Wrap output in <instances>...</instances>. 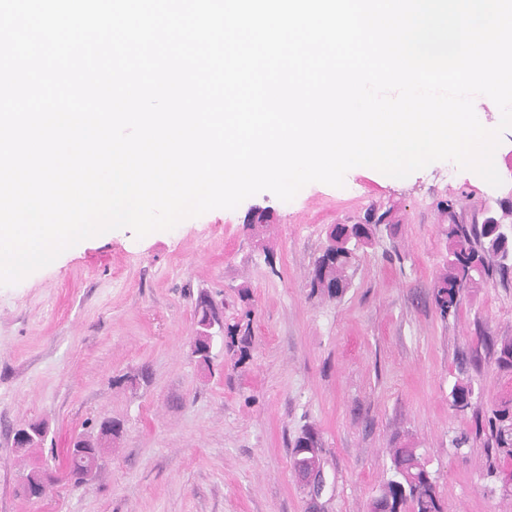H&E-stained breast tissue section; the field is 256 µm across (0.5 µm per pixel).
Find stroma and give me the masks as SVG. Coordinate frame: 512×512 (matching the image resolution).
<instances>
[{
    "label": "stroma",
    "mask_w": 512,
    "mask_h": 512,
    "mask_svg": "<svg viewBox=\"0 0 512 512\" xmlns=\"http://www.w3.org/2000/svg\"><path fill=\"white\" fill-rule=\"evenodd\" d=\"M497 170V188L439 161L398 182L355 173L340 188L308 185L289 202L264 191L141 239L123 228L83 240L0 286V512H309L291 466L308 427L332 485L320 512H368L405 445L446 512H512L486 474L485 435L448 399L463 367L481 410L512 395V370L482 342L512 336V275L465 290L448 320L432 303L449 225L512 224V130ZM259 209L270 218L250 229ZM336 224L375 231L332 299L309 281ZM203 296L228 323L251 310L241 366L219 345L209 366L190 355ZM105 418L122 431L101 467L66 477L70 442L97 437ZM32 423L41 444L16 451V430ZM36 466L51 479L34 502L17 482Z\"/></svg>",
    "instance_id": "obj_1"
}]
</instances>
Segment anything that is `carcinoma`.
I'll return each mask as SVG.
<instances>
[{
  "mask_svg": "<svg viewBox=\"0 0 512 512\" xmlns=\"http://www.w3.org/2000/svg\"><path fill=\"white\" fill-rule=\"evenodd\" d=\"M336 244H327L315 260L310 285L312 291L330 298L342 296L348 287L347 270L356 256L357 244L339 241L344 230L336 228ZM448 267L435 282L433 303L442 320L457 312L462 291L485 277L498 273L506 277L512 272V242L504 244L500 225H448ZM251 336L249 325L241 323L224 327V347L230 362L237 367L248 358ZM483 342L497 349L501 368L512 369V336L496 342L485 336ZM450 404L461 413L481 416L472 380L456 379L450 391ZM491 457L488 475L502 474V468L512 465V398L503 399L487 418ZM322 444L311 427L297 436L292 450L293 469L303 472L322 470ZM392 474L384 482L379 495L371 504V512H402L411 506L413 512H444L437 481L414 448H394L391 455Z\"/></svg>",
  "mask_w": 512,
  "mask_h": 512,
  "instance_id": "carcinoma-1",
  "label": "carcinoma"
}]
</instances>
